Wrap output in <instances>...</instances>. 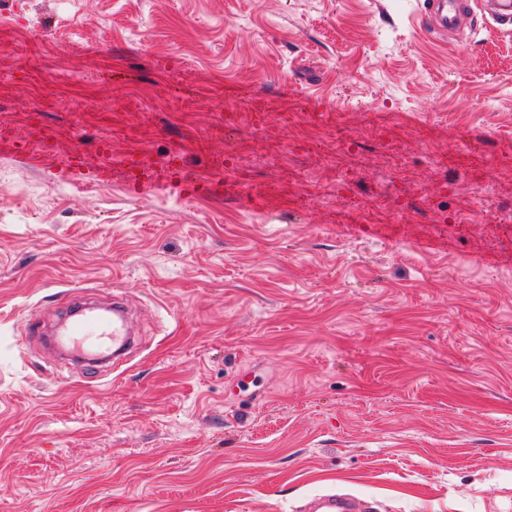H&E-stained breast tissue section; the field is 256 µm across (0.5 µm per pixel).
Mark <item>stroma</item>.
<instances>
[{
  "mask_svg": "<svg viewBox=\"0 0 512 512\" xmlns=\"http://www.w3.org/2000/svg\"><path fill=\"white\" fill-rule=\"evenodd\" d=\"M425 14L0 0V512H512V34ZM71 292L125 374L26 338ZM360 500L338 494L314 496L307 505L309 512H360Z\"/></svg>",
  "mask_w": 512,
  "mask_h": 512,
  "instance_id": "obj_1",
  "label": "stroma"
}]
</instances>
